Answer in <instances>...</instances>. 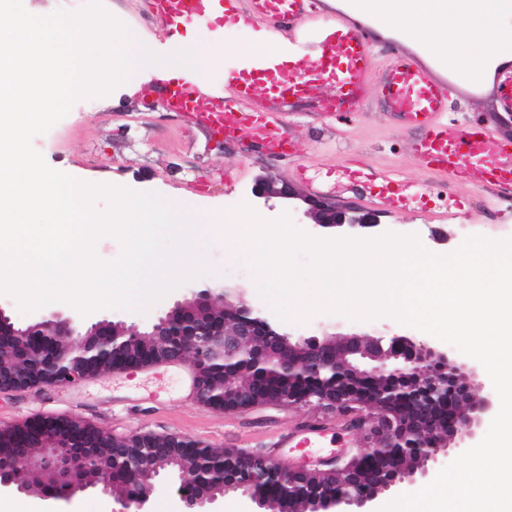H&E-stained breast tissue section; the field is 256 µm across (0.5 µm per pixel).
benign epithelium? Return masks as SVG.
Returning a JSON list of instances; mask_svg holds the SVG:
<instances>
[{
  "label": "benign epithelium",
  "mask_w": 512,
  "mask_h": 512,
  "mask_svg": "<svg viewBox=\"0 0 512 512\" xmlns=\"http://www.w3.org/2000/svg\"><path fill=\"white\" fill-rule=\"evenodd\" d=\"M254 194L259 198L275 197L297 199L299 193L289 181L259 179ZM308 205L307 213L321 227L348 225L353 228H372L379 224L378 215L368 211L338 207L327 199L303 198ZM191 298L177 301L156 321L145 328L149 335L164 341L153 362L191 358L196 372L197 398L224 411L242 408L239 403H229L224 391H217L207 381L210 375L222 376L247 356V349L256 350L254 364L259 369L272 368L288 386L304 385L309 379L320 381L321 388L307 390L298 395H269L253 399L249 407L288 406L310 403L341 410V405L351 400L363 407L379 409L378 419L382 421L377 431L366 439L368 451H381L393 458V477L384 489L398 482L412 480L415 473L401 467L399 459L404 449L411 448L424 462L433 461L441 453H448L445 444H432L424 438L409 440V424L398 412V404L407 402L419 412L427 413L442 399L448 388V379L464 382L476 377V368L448 355V352L423 343H416L411 337L365 336L352 333L342 336L344 355L352 361L337 362L331 355L336 339L331 336L311 337L301 341L307 353L300 360L296 353L297 343L291 335L275 327L261 316L253 303L242 293L228 288H192ZM143 331V332H145ZM137 330L128 332L121 322L103 319L84 325L60 312L40 315L26 324L16 322L0 308V392L21 391L29 385L20 382L15 368L47 363L52 368L48 384L70 386L99 375L94 366L103 365L107 371L115 369L133 370L137 363L125 361L119 366L111 364L112 359L122 355L137 337L143 335ZM387 372L395 380L421 374L416 383L407 381L396 388L373 396H356L351 393L353 380L363 374ZM456 411L448 418V427L442 429L434 421L428 423L434 435L450 441L474 439L486 419L495 410L493 395L473 400L466 395V389L456 393ZM70 417L46 416L37 419L41 429L30 436L0 441V459L6 457L12 465L0 463V488H7L15 481V474L21 471L42 473L52 470L59 480L68 483L60 499L69 501L86 490L79 473L89 468H104L112 476L120 475L134 491L117 499L118 508L113 512H147L146 504L160 489L167 488L163 481L169 475L163 474L152 482L143 480L139 474L141 465L132 463L123 445L136 438L131 434L118 439L111 432L94 428L87 440L73 442L70 438ZM41 449L35 455L33 449ZM239 463L245 470L261 468L276 473L288 484L294 478L310 474L304 469H289L277 460L262 455H243ZM325 471L331 473L340 488L328 489L317 502L314 512H367L373 496L362 487L348 483L345 472L336 470V462H325ZM319 468L315 472L323 471ZM178 493L183 503V512H210L208 505L216 498L209 496L205 485L189 473L176 475ZM225 492H234L243 497L251 512L263 508L255 484L248 487H227Z\"/></svg>",
  "instance_id": "obj_1"
}]
</instances>
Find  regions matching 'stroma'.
Segmentation results:
<instances>
[{
  "mask_svg": "<svg viewBox=\"0 0 512 512\" xmlns=\"http://www.w3.org/2000/svg\"><path fill=\"white\" fill-rule=\"evenodd\" d=\"M105 10L126 24L133 33L149 36L155 52L171 47L164 28L146 12L144 0H102ZM441 42L452 43L464 59L453 78L460 93L449 109L458 118L490 120L494 117V90L489 74L472 65L483 49L482 40L467 41L438 33ZM201 60L197 78L211 82L226 56L247 54L254 45L249 35L227 31L217 35L201 28L183 42ZM289 130L302 158L312 162L337 163L345 155L362 157L376 168L392 167L404 176L422 182L426 176L409 154L405 132L391 124L375 104H368L351 121L313 122L304 114L288 120ZM46 163L80 181L156 191L164 196H180L197 211L227 212L249 205L258 216L273 220L289 215L292 224L315 238L359 237L349 227H314L299 200L255 197L257 179H290L286 163L257 156L242 161L235 144L203 135L189 115L166 111L161 93L149 99L133 96L117 87L105 95L78 100L70 112L48 134L33 140ZM423 231V241L437 254L457 250L466 237L481 235L493 240L512 237V208L497 223H486L481 211L436 224L423 215L405 211L381 212L373 236L393 233L408 236ZM226 240H217L211 250L213 260L227 269L222 277L204 276L197 286L224 282L243 290L249 299L259 300L257 279L240 258H228ZM187 286L168 294L148 314L100 308L82 316L84 322L102 319L120 321L128 327H147L175 302L188 297ZM288 331L296 337L325 333L399 335L406 325L383 315L370 320L350 321L338 314H317L305 322H291ZM185 386L179 372L148 375L143 371L105 373L73 387L38 386L24 391L0 393V426L44 416H74L117 436L146 433L182 436L216 450L239 453L266 451L270 438L292 433L325 418L336 421V430L351 440L355 448H365L363 436L348 424L339 411L308 404L288 407H260L238 411H218L205 404L184 403Z\"/></svg>",
  "mask_w": 512,
  "mask_h": 512,
  "instance_id": "stroma-1",
  "label": "stroma"
}]
</instances>
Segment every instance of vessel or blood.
I'll return each mask as SVG.
<instances>
[{
    "label": "vessel or blood",
    "mask_w": 512,
    "mask_h": 512,
    "mask_svg": "<svg viewBox=\"0 0 512 512\" xmlns=\"http://www.w3.org/2000/svg\"><path fill=\"white\" fill-rule=\"evenodd\" d=\"M147 6L174 47L201 25L250 35L255 52L227 57L223 72L209 84L190 71L167 70L144 87L148 95L163 91L167 111L189 114L197 129L235 142L242 158L288 162L310 192L352 193L371 209L462 215L472 201L455 191L458 183L484 191L487 215L512 203V141L502 139L490 122L450 116L449 80L405 50L383 52L363 25L344 13L324 18L321 0H147ZM275 35L277 51H265ZM326 85L332 94H323ZM372 88L377 103L409 131V152L429 181L351 157L333 167H313L300 158L287 115L302 110L324 121L348 119L362 111ZM493 88L497 111L512 113L511 62L496 68ZM335 430L331 421L277 437L274 445L316 448Z\"/></svg>",
    "instance_id": "b4317fda"
}]
</instances>
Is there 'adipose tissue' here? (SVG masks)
Wrapping results in <instances>:
<instances>
[{
    "mask_svg": "<svg viewBox=\"0 0 512 512\" xmlns=\"http://www.w3.org/2000/svg\"><path fill=\"white\" fill-rule=\"evenodd\" d=\"M338 5L376 28L386 19H400L394 34L414 44L437 71L448 76L458 72L463 60L450 45L437 40V32H465L473 22L489 28L500 14L512 10V0H338Z\"/></svg>",
    "mask_w": 512,
    "mask_h": 512,
    "instance_id": "1",
    "label": "adipose tissue"
}]
</instances>
